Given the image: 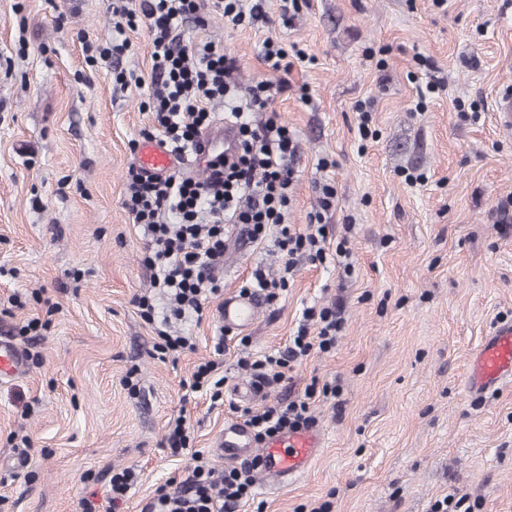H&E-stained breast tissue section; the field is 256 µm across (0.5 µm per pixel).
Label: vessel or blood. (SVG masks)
Returning <instances> with one entry per match:
<instances>
[{"label": "vessel or blood", "mask_w": 512, "mask_h": 512, "mask_svg": "<svg viewBox=\"0 0 512 512\" xmlns=\"http://www.w3.org/2000/svg\"><path fill=\"white\" fill-rule=\"evenodd\" d=\"M238 144V132L230 123L216 122L200 137L190 162H180L158 141L143 143L137 151L142 168L151 174L165 175L187 170L209 178L213 165ZM261 308L259 298L237 295L225 298L218 313L225 329L247 327ZM26 365L23 350L6 338H0V378L21 374ZM464 383L468 393L482 394L512 383V323L493 327L483 345L469 359ZM320 428L312 426L275 434L256 443L250 428L241 421H228L215 443L225 462L258 460L259 471L266 481L288 486L311 468L323 446Z\"/></svg>", "instance_id": "b4317fda"}]
</instances>
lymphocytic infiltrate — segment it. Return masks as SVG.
<instances>
[{
    "mask_svg": "<svg viewBox=\"0 0 512 512\" xmlns=\"http://www.w3.org/2000/svg\"><path fill=\"white\" fill-rule=\"evenodd\" d=\"M110 9L116 32L143 21L150 31L151 124L141 129V139H161L178 155L191 156L199 136L214 121L212 108L217 103L223 104L226 118L238 128L236 150L222 158L221 171L210 180L151 175L136 166L127 172L122 205L133 223L144 227V261L153 271V288L168 301L169 314L156 319L149 296L135 297L134 302L153 325L156 352L175 359L194 345L190 337L173 330L172 320L202 317L206 302L222 290L218 274L224 267L225 225H245L256 240L274 234L283 260L279 276L267 278L257 267L241 288L245 294L263 292L270 304L277 301L298 257L323 264L331 256L348 259L350 251L342 242L332 253L326 247L324 220L336 197L330 184H320L319 208L310 214L305 230L287 223L296 141L276 116L268 115L258 125L252 120L253 113L266 112L272 92L287 90V76L293 68L287 50L273 40L263 41L262 60L278 73L279 80L274 85L257 84L244 98L238 94L237 60L231 53L212 41L183 42L175 35L179 25L189 20L205 26L198 0H111ZM313 324L318 327L314 335L309 332ZM342 325L335 310L304 308L296 333L283 349L260 359L239 358L237 365L250 371L256 388L273 386L291 364L334 348ZM226 341V336H217L216 357L224 353ZM216 357L197 364L189 383L191 392L208 393L215 402L223 399L227 381ZM241 415L260 440L288 427L315 422L305 399L279 401L257 411L246 407ZM190 442L185 418L177 417L165 446L174 456L190 453L195 465L175 489L158 486L145 512H236L255 494L256 464L219 469L203 451L191 450Z\"/></svg>",
    "mask_w": 512,
    "mask_h": 512,
    "instance_id": "1",
    "label": "lymphocytic infiltrate"
}]
</instances>
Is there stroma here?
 Listing matches in <instances>:
<instances>
[{
    "instance_id": "obj_1",
    "label": "stroma",
    "mask_w": 512,
    "mask_h": 512,
    "mask_svg": "<svg viewBox=\"0 0 512 512\" xmlns=\"http://www.w3.org/2000/svg\"><path fill=\"white\" fill-rule=\"evenodd\" d=\"M282 24L235 28L202 0L205 28L179 39L223 42L241 89L276 81L258 52L272 38L300 48L291 88L271 107L299 151L289 223L305 229L318 184L337 207L326 244L348 238L352 269L300 261L285 291L240 329L247 342L216 356L219 299L201 323L176 322L194 351L152 355L154 332L134 296L150 292L145 237L122 206L130 149L150 114L149 91L121 87L84 44L115 38L108 0H0V337L30 353L24 373L0 382V512H100L113 470L135 466L139 483L118 512H144L155 488L185 480L190 457L164 447L168 422L185 416L194 448L213 451L233 405L300 399L311 382L339 397L311 410L324 447L288 488L257 491L238 512H431L448 493L471 512H512V387L480 396L464 387L468 357L492 327L512 321V133L496 100L512 86V0H308ZM445 81L430 95L431 77ZM371 106V137L358 132V103ZM478 112V121L467 120ZM327 160L318 170L319 160ZM408 172L422 174L414 184ZM352 231H345V222ZM224 293L255 265L278 272L272 239L224 229ZM19 296L21 307H9ZM336 306L335 349L294 365L268 396L236 368L284 347L301 311ZM46 326L22 334L29 320ZM220 358L225 402L183 382ZM136 371L140 391L122 380ZM33 448L19 463L14 438Z\"/></svg>"
}]
</instances>
